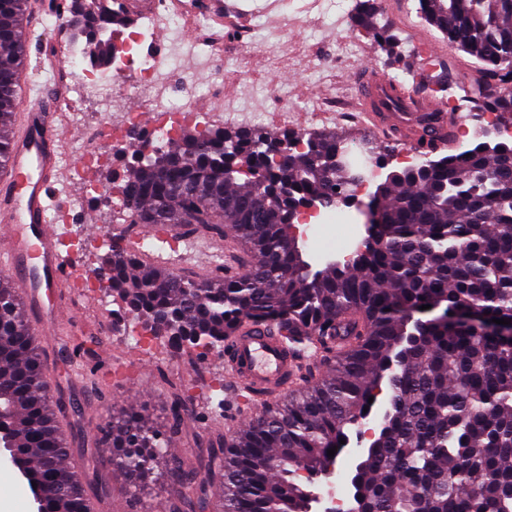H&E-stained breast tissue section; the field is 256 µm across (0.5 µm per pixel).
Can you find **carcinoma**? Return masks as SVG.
<instances>
[{
  "instance_id": "obj_1",
  "label": "carcinoma",
  "mask_w": 512,
  "mask_h": 512,
  "mask_svg": "<svg viewBox=\"0 0 512 512\" xmlns=\"http://www.w3.org/2000/svg\"><path fill=\"white\" fill-rule=\"evenodd\" d=\"M113 2L62 7L81 23L72 40L101 67L113 61L112 34L135 23ZM29 4L0 0L1 171L11 159ZM418 13L473 58L460 80L476 105L473 121L490 112L512 123V0H418ZM378 14L377 0H359L353 25L391 53L399 39ZM296 137L306 149L288 153L285 189L270 165L273 134L262 128L188 132L161 150L134 152L122 191L135 199L132 225L189 235L204 227L221 238L228 228L240 254L209 278L183 275L171 288L170 272L143 267L111 238L100 270L113 301L145 326L161 321L178 349L222 347L249 320L294 348L315 341L323 354L299 366L283 400L229 441L212 442L202 477L169 451L183 425L181 392L160 426L134 408L113 413L101 439L112 473L134 496L177 475L197 485L198 512H314L315 481L332 473L382 390L389 418L354 472L362 512H512V335L486 327L512 321V175L498 173L509 155L461 151L448 138L430 150L434 164L408 165L378 185L379 244L358 261L315 270L293 235L290 206L349 203L330 165L347 143L336 132ZM439 307L484 321L427 317ZM8 446L29 482L54 488L44 512H88L22 296L0 275V448Z\"/></svg>"
}]
</instances>
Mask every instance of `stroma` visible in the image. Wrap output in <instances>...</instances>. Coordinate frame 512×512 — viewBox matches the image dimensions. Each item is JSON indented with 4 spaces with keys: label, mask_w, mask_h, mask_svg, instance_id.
<instances>
[{
    "label": "stroma",
    "mask_w": 512,
    "mask_h": 512,
    "mask_svg": "<svg viewBox=\"0 0 512 512\" xmlns=\"http://www.w3.org/2000/svg\"><path fill=\"white\" fill-rule=\"evenodd\" d=\"M355 4L356 0H245L244 9L252 13L250 22L267 24L264 37H256L250 23L220 32L210 26L193 28L189 35L222 61L225 106H232L248 86L260 93L276 87L286 94L283 105L272 98L265 100L259 122L261 128L278 135L342 130L352 142L392 155L394 144L382 142L356 107L358 75L367 61L406 86L428 91L447 106L471 113L474 104L460 90L458 79L471 71L472 61L420 17L415 0H379L383 22L401 38L402 59L390 65L364 30L353 29L351 42L339 41L334 25L340 17H353ZM33 7L36 20L25 46L27 73L41 85L65 82V72L56 70L54 61L56 51L67 56L74 51L69 30L61 21L47 29L49 15L43 10V0H33ZM72 165L77 173L69 193L77 202L80 221L56 225L55 233L61 257L74 270L70 291L82 305L53 342H42L41 363L63 406L59 422L71 446L68 465L89 472L86 491L99 512H162L173 497L195 500L193 485L166 476L150 494L131 497L114 480L111 466L96 453L104 418L132 405L154 421H164L171 395L189 388L185 430L172 450L201 466L217 434L231 435L262 415L265 406H242L225 396L223 351L200 356L193 350H170L162 342L135 346L133 323L113 321V306L106 300L105 289L83 285V274L101 265L105 253L101 239L121 234L109 208L88 206V187L107 185L114 194H121L128 164L115 154L91 164L76 153ZM340 213L349 231L347 238L332 232L317 247L308 238L300 240L313 268L351 253L356 237L366 227L362 208L344 207ZM221 402L227 414L218 424L212 416ZM0 512H35L27 480L8 462L0 463Z\"/></svg>",
    "instance_id": "1"
}]
</instances>
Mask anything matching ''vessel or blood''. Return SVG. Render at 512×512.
I'll return each mask as SVG.
<instances>
[{
	"instance_id": "1",
	"label": "vessel or blood",
	"mask_w": 512,
	"mask_h": 512,
	"mask_svg": "<svg viewBox=\"0 0 512 512\" xmlns=\"http://www.w3.org/2000/svg\"><path fill=\"white\" fill-rule=\"evenodd\" d=\"M178 14L203 11L215 24L225 17L246 20L235 0H172ZM357 107L386 140L424 149L447 140L460 119L430 95L394 82L365 66L357 87ZM57 104L52 98L31 102L16 136L11 162L0 175V268L16 278L23 297L37 313L40 334L55 333L69 313L59 297L69 275L47 217L50 189L61 140ZM299 362L295 351L259 324L248 323L227 340L225 377L243 404L272 399L288 389Z\"/></svg>"
}]
</instances>
